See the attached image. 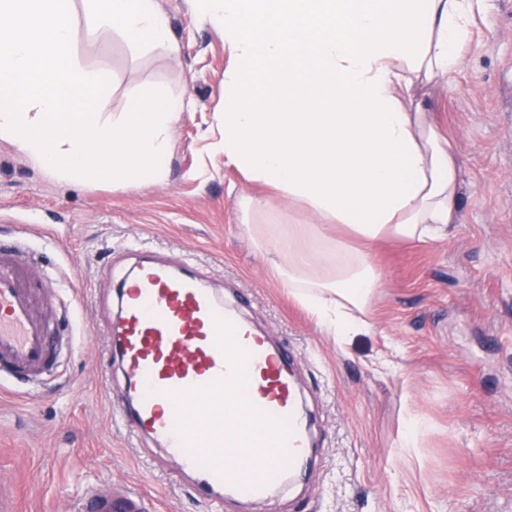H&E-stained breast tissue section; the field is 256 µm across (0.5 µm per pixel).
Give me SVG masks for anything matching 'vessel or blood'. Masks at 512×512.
<instances>
[{
	"label": "vessel or blood",
	"instance_id": "vessel-or-blood-1",
	"mask_svg": "<svg viewBox=\"0 0 512 512\" xmlns=\"http://www.w3.org/2000/svg\"><path fill=\"white\" fill-rule=\"evenodd\" d=\"M29 252L0 244V372L54 368V337L26 285ZM107 326L124 370V427L175 458L203 498L261 499L301 478L310 437L289 372L290 354L224 308L197 277L143 257L119 289ZM139 490L106 484L76 512H144Z\"/></svg>",
	"mask_w": 512,
	"mask_h": 512
}]
</instances>
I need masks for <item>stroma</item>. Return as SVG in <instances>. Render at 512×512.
Here are the masks:
<instances>
[{"label": "stroma", "mask_w": 512, "mask_h": 512, "mask_svg": "<svg viewBox=\"0 0 512 512\" xmlns=\"http://www.w3.org/2000/svg\"><path fill=\"white\" fill-rule=\"evenodd\" d=\"M175 53L73 17V53L106 68L107 117L150 88L183 98L166 181L61 184L0 142V243L24 238L30 291L64 360L0 389V503L71 512L100 483L148 488V512H512V0H485L452 83L426 109L461 159L462 220L446 241L371 251L380 288L365 333L336 343L270 267L273 246L240 230L242 197H287L225 167L224 33L192 0H157ZM145 250L188 263L225 306L295 351L318 446L303 480L268 497L208 501L176 461L115 420L123 385L103 332L115 287ZM425 432L404 445V400Z\"/></svg>", "instance_id": "obj_1"}]
</instances>
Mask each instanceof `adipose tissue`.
Returning <instances> with one entry per match:
<instances>
[{"instance_id": "obj_1", "label": "adipose tissue", "mask_w": 512, "mask_h": 512, "mask_svg": "<svg viewBox=\"0 0 512 512\" xmlns=\"http://www.w3.org/2000/svg\"><path fill=\"white\" fill-rule=\"evenodd\" d=\"M484 0H194L224 31L225 166L309 214L250 198L294 297L345 342L369 325L387 239L431 244L460 220L461 161L416 88L450 81ZM91 26L173 51L156 0H85ZM356 241L346 245L333 229Z\"/></svg>"}]
</instances>
